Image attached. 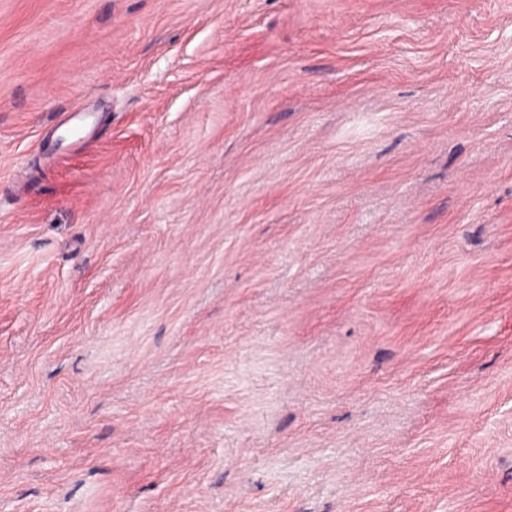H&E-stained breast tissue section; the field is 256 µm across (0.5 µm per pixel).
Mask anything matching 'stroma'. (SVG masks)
Here are the masks:
<instances>
[{
    "instance_id": "obj_1",
    "label": "stroma",
    "mask_w": 512,
    "mask_h": 512,
    "mask_svg": "<svg viewBox=\"0 0 512 512\" xmlns=\"http://www.w3.org/2000/svg\"><path fill=\"white\" fill-rule=\"evenodd\" d=\"M0 512H512V0H0Z\"/></svg>"
}]
</instances>
